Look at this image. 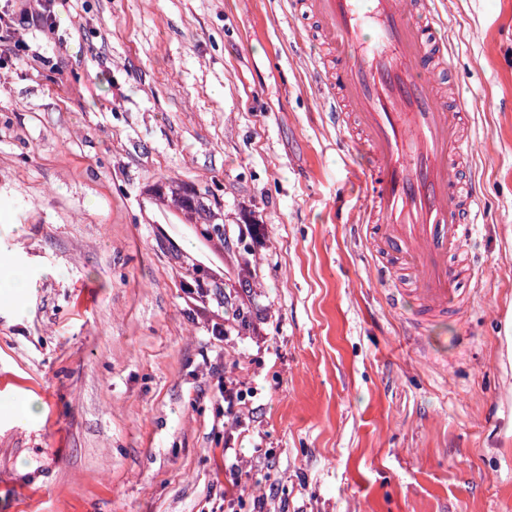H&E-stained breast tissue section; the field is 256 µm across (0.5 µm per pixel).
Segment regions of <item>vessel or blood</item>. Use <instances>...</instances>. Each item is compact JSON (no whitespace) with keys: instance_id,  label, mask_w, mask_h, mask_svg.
<instances>
[{"instance_id":"1","label":"vessel or blood","mask_w":512,"mask_h":512,"mask_svg":"<svg viewBox=\"0 0 512 512\" xmlns=\"http://www.w3.org/2000/svg\"><path fill=\"white\" fill-rule=\"evenodd\" d=\"M292 18L315 23L312 81L341 140L368 158L363 218L378 281L394 306L415 300L410 324L458 312L466 296L451 260H470L484 205L464 175L471 154L466 112L447 103L451 46L429 0H291ZM417 273L401 287L397 266Z\"/></svg>"}]
</instances>
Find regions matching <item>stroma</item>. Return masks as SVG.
Returning a JSON list of instances; mask_svg holds the SVG:
<instances>
[{
	"label": "stroma",
	"mask_w": 512,
	"mask_h": 512,
	"mask_svg": "<svg viewBox=\"0 0 512 512\" xmlns=\"http://www.w3.org/2000/svg\"><path fill=\"white\" fill-rule=\"evenodd\" d=\"M288 2L71 0L25 31L49 64L0 69V263L33 281L0 292V512H217L228 444L270 512H512V0H446L488 220L468 306L427 331L444 368L373 278L360 157ZM173 191L260 225L229 290L256 331L209 334L224 288L185 303L150 230ZM237 384L235 383H229L227 384L224 382V377L220 376L219 381V392L224 396V404H227L226 406V413H227V421L224 422L226 425H230L231 428L236 427L239 422V411L237 409V406L240 404L243 398V392L242 390H238L236 388Z\"/></svg>",
	"instance_id": "35a3bbf8"
}]
</instances>
